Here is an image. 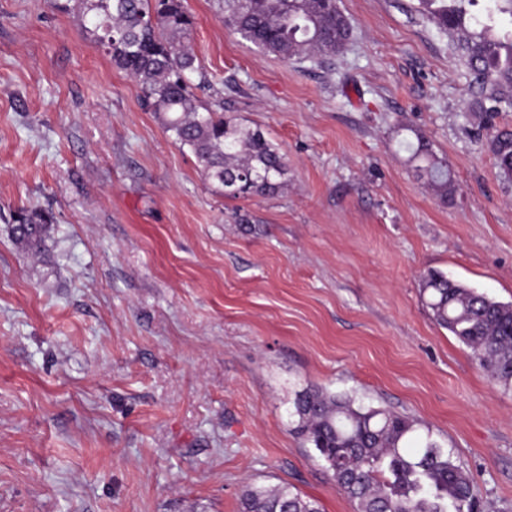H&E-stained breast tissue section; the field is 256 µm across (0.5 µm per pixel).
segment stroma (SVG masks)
Wrapping results in <instances>:
<instances>
[{"label": "stroma", "instance_id": "obj_1", "mask_svg": "<svg viewBox=\"0 0 512 512\" xmlns=\"http://www.w3.org/2000/svg\"><path fill=\"white\" fill-rule=\"evenodd\" d=\"M333 58L285 61L185 0L206 83L260 128L286 185L228 199L141 90L50 0H0V512H238L286 484L355 512L293 431L308 386L421 421L512 512V390L436 325L440 271L512 302V181L455 43L419 0H337ZM451 172L436 196L402 144ZM51 211L42 254L12 214ZM244 222H237V215Z\"/></svg>", "mask_w": 512, "mask_h": 512}]
</instances>
